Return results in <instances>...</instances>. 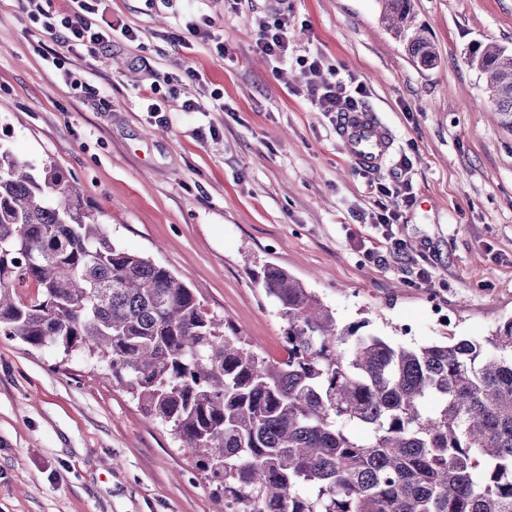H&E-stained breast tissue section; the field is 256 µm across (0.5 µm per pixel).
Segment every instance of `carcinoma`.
Instances as JSON below:
<instances>
[{"instance_id":"carcinoma-1","label":"carcinoma","mask_w":512,"mask_h":512,"mask_svg":"<svg viewBox=\"0 0 512 512\" xmlns=\"http://www.w3.org/2000/svg\"><path fill=\"white\" fill-rule=\"evenodd\" d=\"M379 2L432 68L413 0ZM467 62L512 130V50L478 44ZM262 285L283 321L277 360L115 241L58 167L0 144V330L105 364L224 512H512V320L482 340L408 347L338 326L282 267L265 266Z\"/></svg>"}]
</instances>
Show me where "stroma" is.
Returning <instances> with one entry per match:
<instances>
[{
	"label": "stroma",
	"mask_w": 512,
	"mask_h": 512,
	"mask_svg": "<svg viewBox=\"0 0 512 512\" xmlns=\"http://www.w3.org/2000/svg\"><path fill=\"white\" fill-rule=\"evenodd\" d=\"M268 0H103L132 28L91 55L0 0V143L53 162L127 250L184 281L271 358L283 323L259 275L286 268L330 306L395 343L482 339L512 320V131L495 120L476 42L512 49V0H414L438 62L418 68L377 0H284L291 43L254 47ZM214 20L182 42L190 16ZM366 88L394 144L354 166L333 114L310 106L301 57ZM159 83L164 116L146 111ZM194 100L202 111L187 112ZM411 184L399 219L370 224L369 182ZM375 259H368L367 251ZM0 512H224L169 427L80 353L0 333Z\"/></svg>",
	"instance_id": "1"
}]
</instances>
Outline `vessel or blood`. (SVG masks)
I'll return each instance as SVG.
<instances>
[{
	"instance_id": "vessel-or-blood-1",
	"label": "vessel or blood",
	"mask_w": 512,
	"mask_h": 512,
	"mask_svg": "<svg viewBox=\"0 0 512 512\" xmlns=\"http://www.w3.org/2000/svg\"><path fill=\"white\" fill-rule=\"evenodd\" d=\"M336 133L350 161L364 169L381 167L393 143L387 127L365 110L343 114Z\"/></svg>"
}]
</instances>
